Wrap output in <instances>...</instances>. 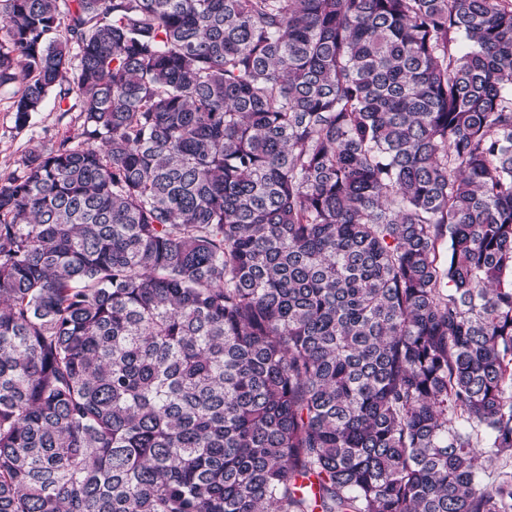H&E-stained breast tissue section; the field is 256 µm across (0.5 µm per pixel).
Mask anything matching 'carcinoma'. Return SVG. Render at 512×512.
<instances>
[{"label":"carcinoma","instance_id":"carcinoma-1","mask_svg":"<svg viewBox=\"0 0 512 512\" xmlns=\"http://www.w3.org/2000/svg\"><path fill=\"white\" fill-rule=\"evenodd\" d=\"M0 30V512H512V0ZM12 87L0 88V173L20 166L24 156L33 148L47 151L56 147L64 136L77 133L76 113L62 115L48 97L40 112L32 114L28 124L18 129L12 110Z\"/></svg>","mask_w":512,"mask_h":512}]
</instances>
